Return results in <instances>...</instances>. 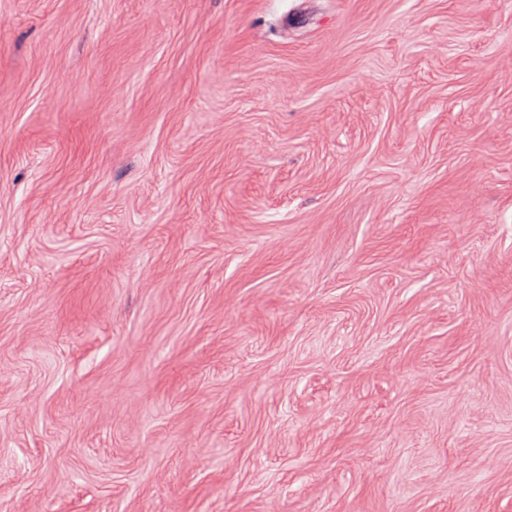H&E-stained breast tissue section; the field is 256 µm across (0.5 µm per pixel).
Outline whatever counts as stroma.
<instances>
[{
    "label": "stroma",
    "mask_w": 512,
    "mask_h": 512,
    "mask_svg": "<svg viewBox=\"0 0 512 512\" xmlns=\"http://www.w3.org/2000/svg\"><path fill=\"white\" fill-rule=\"evenodd\" d=\"M0 512H512V0H0Z\"/></svg>",
    "instance_id": "stroma-1"
}]
</instances>
